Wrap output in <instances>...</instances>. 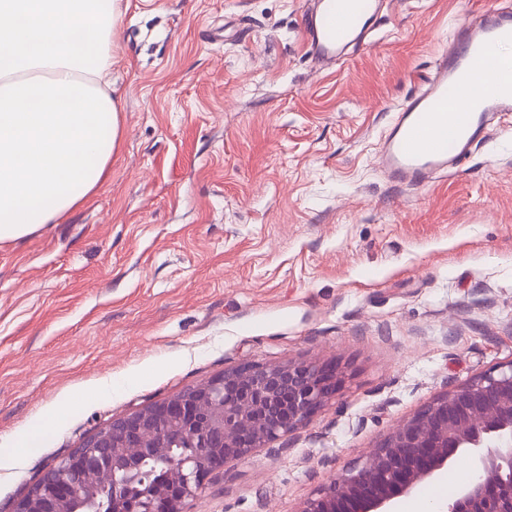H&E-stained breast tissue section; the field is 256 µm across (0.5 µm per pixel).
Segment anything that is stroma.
<instances>
[{"label":"stroma","instance_id":"1","mask_svg":"<svg viewBox=\"0 0 512 512\" xmlns=\"http://www.w3.org/2000/svg\"><path fill=\"white\" fill-rule=\"evenodd\" d=\"M304 0H123L120 143L92 199L0 243V512L108 421L248 361L341 367L287 453L213 473L190 512H297L447 390L512 362V118L453 175L376 161L453 30L512 0H390L312 61ZM452 466L396 512L467 482Z\"/></svg>","mask_w":512,"mask_h":512}]
</instances>
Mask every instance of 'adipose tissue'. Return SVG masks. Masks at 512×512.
Segmentation results:
<instances>
[{
  "instance_id": "1",
  "label": "adipose tissue",
  "mask_w": 512,
  "mask_h": 512,
  "mask_svg": "<svg viewBox=\"0 0 512 512\" xmlns=\"http://www.w3.org/2000/svg\"><path fill=\"white\" fill-rule=\"evenodd\" d=\"M122 0H0V243L100 188L119 138L108 80Z\"/></svg>"
}]
</instances>
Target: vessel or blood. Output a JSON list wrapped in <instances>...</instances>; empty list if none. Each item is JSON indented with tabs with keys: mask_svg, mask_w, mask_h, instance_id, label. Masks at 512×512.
<instances>
[{
	"mask_svg": "<svg viewBox=\"0 0 512 512\" xmlns=\"http://www.w3.org/2000/svg\"><path fill=\"white\" fill-rule=\"evenodd\" d=\"M380 0H308L307 40L314 61L335 63L365 45ZM512 9L481 15L459 28L425 86L400 107L381 139L377 162L399 186H419L455 173L494 115L512 113ZM466 106H458V99Z\"/></svg>",
	"mask_w": 512,
	"mask_h": 512,
	"instance_id": "b4317fda",
	"label": "vessel or blood"
}]
</instances>
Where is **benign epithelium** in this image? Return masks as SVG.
Returning <instances> with one entry per match:
<instances>
[{"instance_id": "obj_1", "label": "benign epithelium", "mask_w": 512, "mask_h": 512, "mask_svg": "<svg viewBox=\"0 0 512 512\" xmlns=\"http://www.w3.org/2000/svg\"><path fill=\"white\" fill-rule=\"evenodd\" d=\"M340 382L338 367L312 359L240 363L98 428L48 466L14 512H188L210 472L287 439ZM145 457L168 482L134 496ZM461 460L473 476L448 512H512V362L400 421L360 467L332 478L297 512H394L397 498ZM105 475L112 476L107 502L97 496Z\"/></svg>"}]
</instances>
